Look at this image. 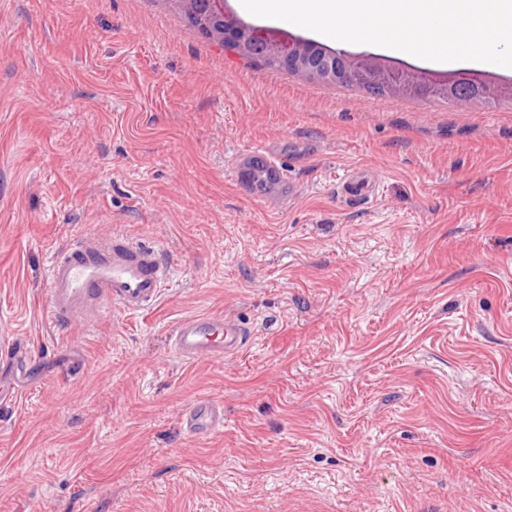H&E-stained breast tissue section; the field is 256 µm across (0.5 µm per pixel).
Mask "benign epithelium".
<instances>
[{
  "label": "benign epithelium",
  "instance_id": "benign-epithelium-1",
  "mask_svg": "<svg viewBox=\"0 0 512 512\" xmlns=\"http://www.w3.org/2000/svg\"><path fill=\"white\" fill-rule=\"evenodd\" d=\"M178 8L197 16L211 37L239 54L261 56L271 64L302 73L321 82L374 85L389 94H440L458 105L479 100V96L457 91L460 76H436L424 71L391 65L370 54L352 55L341 51L315 52V44L294 36H275L249 25L227 10L225 0H173Z\"/></svg>",
  "mask_w": 512,
  "mask_h": 512
}]
</instances>
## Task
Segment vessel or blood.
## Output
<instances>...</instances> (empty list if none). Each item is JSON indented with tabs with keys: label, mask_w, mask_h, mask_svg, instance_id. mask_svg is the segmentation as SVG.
Returning a JSON list of instances; mask_svg holds the SVG:
<instances>
[{
	"label": "vessel or blood",
	"mask_w": 512,
	"mask_h": 512,
	"mask_svg": "<svg viewBox=\"0 0 512 512\" xmlns=\"http://www.w3.org/2000/svg\"><path fill=\"white\" fill-rule=\"evenodd\" d=\"M249 169L268 179L287 174L283 162L262 148L237 157L235 176ZM169 276L170 269L156 248L135 244L121 235L105 245L95 236H82L51 253L48 317L55 326L65 328L77 319L98 321L111 304L128 312L150 311L160 300ZM171 336L176 353L195 360L240 350L249 333L242 324L210 313L183 318ZM182 424L192 435L209 434L223 427V408L213 399H198L185 411Z\"/></svg>",
	"instance_id": "b4317fda"
}]
</instances>
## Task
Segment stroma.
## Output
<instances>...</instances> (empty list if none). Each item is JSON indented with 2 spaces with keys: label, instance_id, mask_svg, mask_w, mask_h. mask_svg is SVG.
Returning <instances> with one entry per match:
<instances>
[{
  "label": "stroma",
  "instance_id": "35a3bbf8",
  "mask_svg": "<svg viewBox=\"0 0 512 512\" xmlns=\"http://www.w3.org/2000/svg\"><path fill=\"white\" fill-rule=\"evenodd\" d=\"M254 147L288 187L229 180ZM86 232L170 280L60 333L48 255ZM204 313L248 345L183 360ZM1 333L0 512H512V98L315 82L172 0H0ZM182 424L192 435H207L223 427V408L213 399L200 398L185 411Z\"/></svg>",
  "mask_w": 512,
  "mask_h": 512
}]
</instances>
